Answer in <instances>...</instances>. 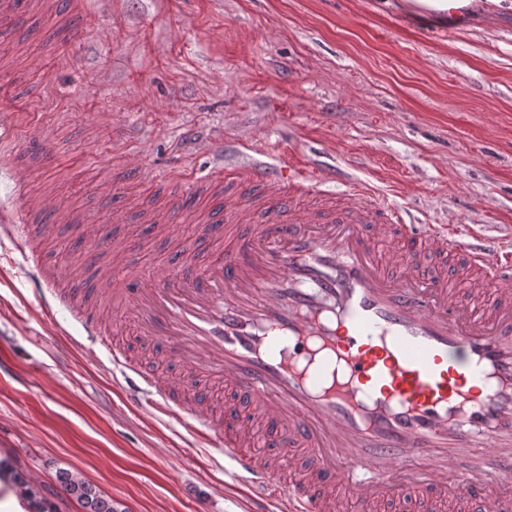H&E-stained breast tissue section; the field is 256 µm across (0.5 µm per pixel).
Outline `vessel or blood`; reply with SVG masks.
<instances>
[{
    "mask_svg": "<svg viewBox=\"0 0 512 512\" xmlns=\"http://www.w3.org/2000/svg\"><path fill=\"white\" fill-rule=\"evenodd\" d=\"M23 0H0V33L25 23ZM74 40L68 0H37ZM29 145L18 160L17 142ZM26 216L0 235L28 264L36 293L52 288L91 344L108 349L135 405L185 414L194 436L224 451L225 472L259 512H370L416 501L426 512H512V240L453 224H408L353 178L321 188L323 170L269 162L266 144L240 165L212 142L205 176L185 171L153 206L114 211L197 243L145 277L124 268L92 293L45 267L37 225L74 224L53 195L28 198L31 170L56 163L38 123L0 113V150ZM116 180L143 183L141 157L119 153ZM408 238L415 249L381 252ZM461 266L448 283L445 260ZM167 353L165 374L128 336ZM205 378L223 404L191 403ZM272 453L258 451L259 443Z\"/></svg>",
    "mask_w": 512,
    "mask_h": 512,
    "instance_id": "obj_1",
    "label": "vessel or blood"
}]
</instances>
